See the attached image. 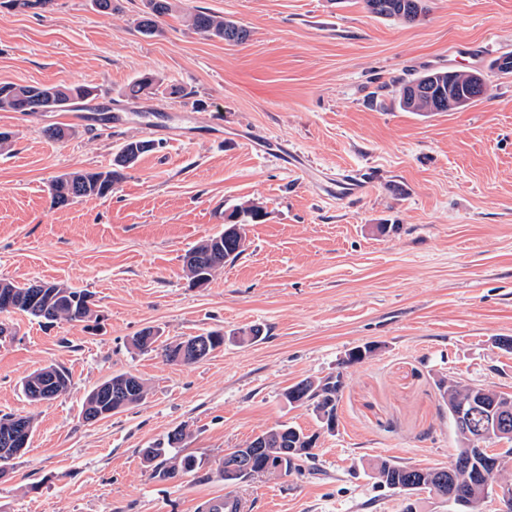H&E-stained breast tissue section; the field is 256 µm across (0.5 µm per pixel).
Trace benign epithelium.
Here are the masks:
<instances>
[{"label": "benign epithelium", "instance_id": "7a95c632", "mask_svg": "<svg viewBox=\"0 0 512 512\" xmlns=\"http://www.w3.org/2000/svg\"><path fill=\"white\" fill-rule=\"evenodd\" d=\"M139 386L140 380L134 375L105 383L99 389L98 417L114 412L110 399L126 396ZM470 389L472 394L468 400H448V408L454 415L467 451L448 468V495L444 499L463 512H486L485 504L493 494L504 505L499 512H512L511 483L499 482L491 488H474L468 492L463 487V475L474 463L483 466L492 475L512 468V445L505 440L512 434V399L501 398V393L489 386L472 385ZM27 444V425L17 420L10 425L9 433L5 434L0 455L16 456ZM316 444L317 436L311 434L301 439L297 447L289 449L288 455L276 457L265 453L266 439L259 435L254 438L253 447L238 449L237 472L247 474L250 480L272 473L281 474L287 466L299 464L304 454L313 452ZM381 484L410 501L404 512H416L411 504L416 492L434 488V484L424 478L392 482L384 477Z\"/></svg>", "mask_w": 512, "mask_h": 512}]
</instances>
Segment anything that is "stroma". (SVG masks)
<instances>
[{
    "instance_id": "obj_1",
    "label": "stroma",
    "mask_w": 512,
    "mask_h": 512,
    "mask_svg": "<svg viewBox=\"0 0 512 512\" xmlns=\"http://www.w3.org/2000/svg\"><path fill=\"white\" fill-rule=\"evenodd\" d=\"M160 35L137 29L144 0L99 13L52 0L41 14L0 7V83L97 87L95 99L28 117L0 111V279L92 292L85 322L46 327L0 312V416L33 419L30 445L0 478V512H194L205 494L250 512H404L373 465H448L456 435L438 382L512 395V0H426L411 24L362 0H173ZM203 8L251 30L246 44L206 39L185 22ZM432 69L480 71L482 99L455 112H409L401 82ZM165 90L128 100L139 74ZM50 126L68 136L49 139ZM150 140L111 195L50 204L51 181L109 168ZM291 150L304 166L284 165ZM364 181L356 197L338 174ZM256 205L246 246L203 288L184 257ZM262 337L247 340L252 326ZM159 334L142 352L132 336ZM222 330L223 348L168 363L164 344ZM375 345L346 364L351 349ZM54 365L70 389L21 392ZM343 372L335 432L288 387ZM120 373L145 380L140 405L84 420L87 395ZM284 425L319 433L302 473L228 485L217 461ZM196 470L154 477L141 451L175 428ZM44 373L50 377L56 375L57 381L62 388V390L60 391V393L57 396H59L60 394L66 392L68 390V388L71 384L69 373L63 368L56 367V366H48V367L41 369L38 372H34V373L30 374L23 380V382H22L23 393L29 400L34 401V402L49 401V400L43 399L42 396L38 395L36 393V390L34 389V386H38L39 384H42V383H49L50 378H47V379L42 378L40 381L34 382V386L31 385V381L33 379L43 375ZM61 379L63 380L62 383L60 382ZM46 395L48 397H53V396H55V393L47 392ZM57 396H55L54 398H56Z\"/></svg>"
}]
</instances>
